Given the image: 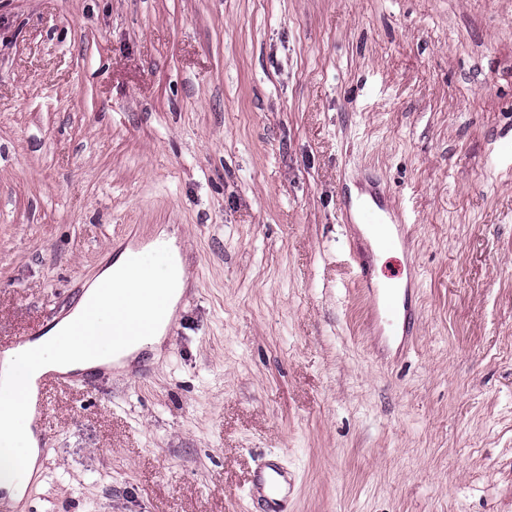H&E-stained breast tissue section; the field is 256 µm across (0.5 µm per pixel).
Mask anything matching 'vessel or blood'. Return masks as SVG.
<instances>
[{"label":"vessel or blood","mask_w":512,"mask_h":512,"mask_svg":"<svg viewBox=\"0 0 512 512\" xmlns=\"http://www.w3.org/2000/svg\"><path fill=\"white\" fill-rule=\"evenodd\" d=\"M360 219L366 229L378 242L380 252H387L406 245L408 228L403 220L392 218L384 209L365 207L360 211ZM358 280L362 288L370 295L374 307V318L385 324L392 334L410 336L411 313L408 297L413 292L415 277L401 278L396 274L378 277L373 266L357 262ZM129 316L138 324V333L152 335L164 317L165 303L159 298L147 297L141 289H134L125 295ZM48 324L41 323L29 333L0 341V361L14 352L25 353L31 363L35 377L34 390L26 391L19 405L23 418L42 420L46 411V395L53 386H89L95 379L94 373H72L47 368L40 352L33 345L34 340L46 333ZM290 481L288 472L277 461H263L256 469L248 487L251 500L263 502L267 512H282L288 499Z\"/></svg>","instance_id":"obj_1"}]
</instances>
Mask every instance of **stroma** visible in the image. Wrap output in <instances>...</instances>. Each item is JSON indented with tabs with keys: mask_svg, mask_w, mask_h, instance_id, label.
Returning <instances> with one entry per match:
<instances>
[{
	"mask_svg": "<svg viewBox=\"0 0 512 512\" xmlns=\"http://www.w3.org/2000/svg\"><path fill=\"white\" fill-rule=\"evenodd\" d=\"M406 213V353L352 192ZM191 283L160 354L53 388L18 512H512V0H0V338L130 232ZM350 252L357 267L359 283L372 298L375 320L385 324L393 336L401 333L405 343L407 336L412 334L407 300L409 294L414 292L417 273L409 275L405 282L399 277V272H384L385 277L379 278L373 265L365 264L357 252ZM290 492L288 471L277 461H263L256 469L248 486V495L252 502L261 501L267 512H285L283 506Z\"/></svg>",
	"mask_w": 512,
	"mask_h": 512,
	"instance_id": "obj_1",
	"label": "stroma"
}]
</instances>
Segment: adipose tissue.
<instances>
[{"label":"adipose tissue","instance_id":"1","mask_svg":"<svg viewBox=\"0 0 512 512\" xmlns=\"http://www.w3.org/2000/svg\"><path fill=\"white\" fill-rule=\"evenodd\" d=\"M161 248L150 255L155 276L150 282L155 295L176 305L190 274L174 238L161 236ZM130 285L123 257H116L86 287L89 296H98L99 311L87 324L86 332L68 333V320H61L51 334L37 340L45 363L68 369L88 370L147 349L158 350L162 336L154 334L134 340L129 336L133 322L124 321L126 312L121 294ZM31 375L25 355L5 359L0 364V487L13 499H21L34 462L32 434L16 436L20 427L17 403Z\"/></svg>","mask_w":512,"mask_h":512}]
</instances>
